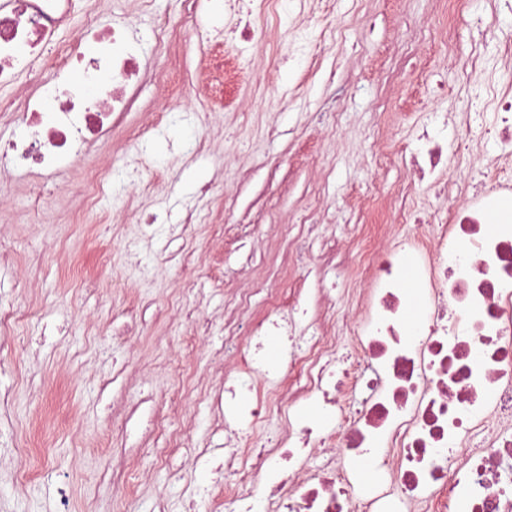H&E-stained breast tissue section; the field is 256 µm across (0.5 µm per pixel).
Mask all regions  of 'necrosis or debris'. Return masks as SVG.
<instances>
[{"instance_id":"obj_1","label":"necrosis or debris","mask_w":512,"mask_h":512,"mask_svg":"<svg viewBox=\"0 0 512 512\" xmlns=\"http://www.w3.org/2000/svg\"><path fill=\"white\" fill-rule=\"evenodd\" d=\"M184 21L156 20L158 54L199 37L189 20L203 0H183ZM224 26L239 42L263 46L279 23L276 0H256L257 17L226 0ZM83 24L62 39L74 15ZM80 74L70 83L71 71ZM25 78L29 90L0 97L19 130L0 145V170L48 178L77 152L112 139L135 91L159 80L136 30L102 22L92 0H0V87ZM486 134L497 174L483 195L463 177L440 180L437 138L404 161L409 178L389 193L396 223L412 218L417 185L438 181L454 209L449 220L374 245L355 232L359 288L344 313L320 305L307 314L304 288L271 298L244 337L239 364L215 356L220 378L205 397L213 434L222 435L224 479L247 493L225 497L224 512H512V94L493 97ZM498 221L484 223L490 209ZM414 265L413 287L402 284ZM283 339L279 360L263 338ZM356 359L336 362L339 337ZM284 424L274 446L255 439L271 413ZM381 473L365 482L364 467Z\"/></svg>"}]
</instances>
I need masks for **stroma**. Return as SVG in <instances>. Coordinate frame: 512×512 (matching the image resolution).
Wrapping results in <instances>:
<instances>
[{
  "instance_id": "obj_1",
  "label": "stroma",
  "mask_w": 512,
  "mask_h": 512,
  "mask_svg": "<svg viewBox=\"0 0 512 512\" xmlns=\"http://www.w3.org/2000/svg\"><path fill=\"white\" fill-rule=\"evenodd\" d=\"M96 7L103 19L132 21L154 57L152 21L133 0H96ZM279 7L281 16H296L298 29L275 31V64L212 30L229 58L231 76L221 83L205 47L182 48L173 71L189 80V101L122 156L138 186L103 194L106 233L78 232V192L87 170L109 164V150L83 152L59 173L36 218L29 202L39 183L0 173V250L9 256L0 264V309L19 314L10 346L0 347V389L15 393L0 416V512H155L159 490L166 512H224L225 495L237 487L210 465L221 451L207 445L209 410L198 399L220 337L198 341L177 324L173 304L197 302L221 318L229 288L250 268L260 284L250 297L254 317L268 307L266 284L294 277L309 288L325 285L344 307L356 285L350 265L322 279L289 267L284 243L256 248L247 225L296 223L319 210L315 253L324 241L344 243L358 222L381 237L412 233L413 225L394 223L387 200L405 177L401 150L417 147L440 115L484 103L489 87L512 92V60L499 52L512 12L500 0H468L461 12L444 0H315L310 13L297 0ZM444 32L456 45L451 63L437 49ZM319 57L339 69L335 92L310 75ZM260 69L266 79L249 80ZM492 120L487 111L471 128H448V170L477 186L495 175L481 137ZM193 142L201 148L191 156L185 147ZM208 183L219 184L217 195L201 196ZM169 188L167 207L202 208L213 218L193 228L192 244L208 263L193 293L182 286L177 256L122 249L151 196ZM116 308L141 317L137 336H116ZM116 399L135 410L122 428L113 423ZM162 412L171 430L193 417L192 447H170L168 433L147 435ZM116 456L133 467L120 499L112 496Z\"/></svg>"
}]
</instances>
